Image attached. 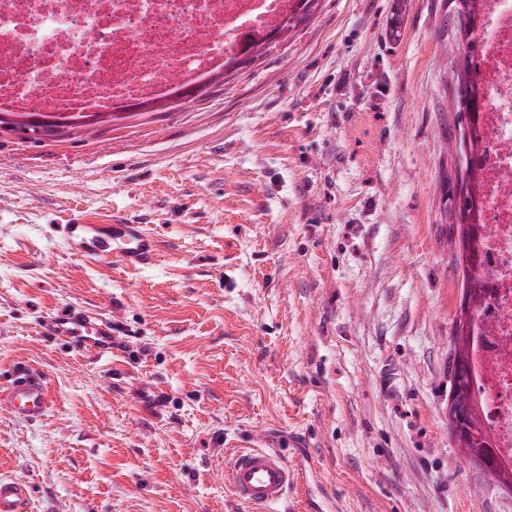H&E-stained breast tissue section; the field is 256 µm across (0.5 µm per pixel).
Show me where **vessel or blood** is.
Here are the masks:
<instances>
[{
	"instance_id": "b4317fda",
	"label": "vessel or blood",
	"mask_w": 512,
	"mask_h": 512,
	"mask_svg": "<svg viewBox=\"0 0 512 512\" xmlns=\"http://www.w3.org/2000/svg\"><path fill=\"white\" fill-rule=\"evenodd\" d=\"M60 231L67 249L77 256L93 255L103 261L115 258L133 269L155 261L157 241L139 224H86L76 220L61 225ZM45 332L76 345L98 361L110 358L115 347L111 322L93 317L80 306L47 322ZM52 405L45 376L31 366L16 367L9 383L0 386V409H8L17 418L41 419ZM225 479L235 497L254 512H275L290 494L298 475L280 450L256 444L235 454ZM0 512H30V487L26 481L0 477Z\"/></svg>"
}]
</instances>
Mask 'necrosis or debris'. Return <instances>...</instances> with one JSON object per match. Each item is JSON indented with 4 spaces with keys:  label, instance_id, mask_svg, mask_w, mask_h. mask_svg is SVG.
<instances>
[{
    "label": "necrosis or debris",
    "instance_id": "obj_1",
    "mask_svg": "<svg viewBox=\"0 0 512 512\" xmlns=\"http://www.w3.org/2000/svg\"><path fill=\"white\" fill-rule=\"evenodd\" d=\"M296 0H0V111L107 112L177 96L221 72ZM482 101L473 156L490 230L471 339L474 393L503 468L512 467V0H479Z\"/></svg>",
    "mask_w": 512,
    "mask_h": 512
}]
</instances>
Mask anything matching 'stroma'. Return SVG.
<instances>
[{
    "instance_id": "1",
    "label": "stroma",
    "mask_w": 512,
    "mask_h": 512,
    "mask_svg": "<svg viewBox=\"0 0 512 512\" xmlns=\"http://www.w3.org/2000/svg\"><path fill=\"white\" fill-rule=\"evenodd\" d=\"M459 39L452 0H319L196 99L0 130V385L24 363L54 400L0 410L32 512H251L222 466L254 436L326 512H512L445 417ZM74 218L143 224L155 263L70 255ZM74 304L111 320L109 360L45 334Z\"/></svg>"
}]
</instances>
